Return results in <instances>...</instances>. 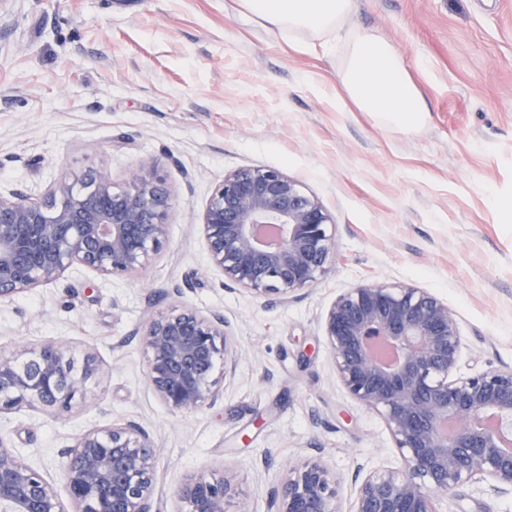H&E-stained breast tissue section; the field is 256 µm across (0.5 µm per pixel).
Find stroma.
Returning a JSON list of instances; mask_svg holds the SVG:
<instances>
[{
  "instance_id": "stroma-1",
  "label": "stroma",
  "mask_w": 512,
  "mask_h": 512,
  "mask_svg": "<svg viewBox=\"0 0 512 512\" xmlns=\"http://www.w3.org/2000/svg\"><path fill=\"white\" fill-rule=\"evenodd\" d=\"M347 25L403 59L429 108L405 133L339 111L342 40L317 52L268 32L234 0H0V191L41 198L59 174L116 184L154 158L173 194L168 242L140 274L83 270L0 303V353L65 338L101 371L58 417L0 412V437L67 499L61 452L82 432L137 421L158 450L163 512L194 476L231 482L225 512H270L284 467L317 455L352 512L357 467H395L383 418L336 376L324 314L344 290L405 283L436 295L461 336L458 374L512 369V0H354ZM275 167L336 224L332 271L282 302L207 269L198 224L225 174ZM182 304L223 316L241 354L224 400L192 415L154 396L137 336ZM438 512H512L466 483Z\"/></svg>"
}]
</instances>
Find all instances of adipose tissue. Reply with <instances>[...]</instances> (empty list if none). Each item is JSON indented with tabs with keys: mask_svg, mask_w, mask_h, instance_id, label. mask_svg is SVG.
Returning <instances> with one entry per match:
<instances>
[{
	"mask_svg": "<svg viewBox=\"0 0 512 512\" xmlns=\"http://www.w3.org/2000/svg\"><path fill=\"white\" fill-rule=\"evenodd\" d=\"M236 4L273 33L319 39L343 31L353 0H236ZM345 33L338 107L352 105L388 127L417 130L425 123L428 108L393 47L372 33Z\"/></svg>",
	"mask_w": 512,
	"mask_h": 512,
	"instance_id": "ef3b65f1",
	"label": "adipose tissue"
}]
</instances>
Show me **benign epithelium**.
Returning <instances> with one entry per match:
<instances>
[{
    "label": "benign epithelium",
    "instance_id": "benign-epithelium-1",
    "mask_svg": "<svg viewBox=\"0 0 512 512\" xmlns=\"http://www.w3.org/2000/svg\"><path fill=\"white\" fill-rule=\"evenodd\" d=\"M175 201L156 162L145 158L125 183L106 168L54 179L41 199L0 193V303L47 286L76 267L104 277L141 273L167 243ZM200 231L224 285L256 298L294 294L325 277L336 259L335 224L317 198L282 171L244 167L224 176ZM323 332L336 375L380 414L400 466L356 477L353 512H437L458 486L487 483L512 494V370L458 377L461 336L448 305L408 284L358 285L327 309ZM141 343L153 393L171 411L194 414L224 398L221 378L237 354L224 317L190 306L158 313ZM395 349L392 364L376 345ZM97 355L71 343H20L0 353V410L61 414L87 392ZM73 512H162L156 448L138 423L81 434L64 453ZM231 486L199 474L185 485L186 512H224ZM336 477L319 459L282 476L273 512H337ZM0 512H66L43 474L0 438Z\"/></svg>",
    "mask_w": 512,
    "mask_h": 512
}]
</instances>
